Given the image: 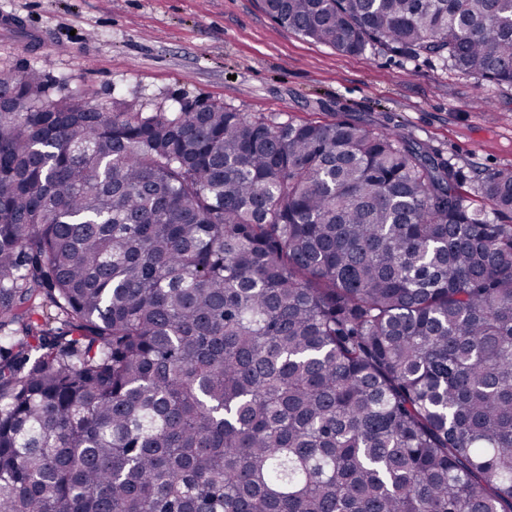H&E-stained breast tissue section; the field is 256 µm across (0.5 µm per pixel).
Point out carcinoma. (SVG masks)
<instances>
[{
  "label": "carcinoma",
  "mask_w": 512,
  "mask_h": 512,
  "mask_svg": "<svg viewBox=\"0 0 512 512\" xmlns=\"http://www.w3.org/2000/svg\"><path fill=\"white\" fill-rule=\"evenodd\" d=\"M512 86V0H261ZM0 512H512V170L0 68Z\"/></svg>",
  "instance_id": "1"
}]
</instances>
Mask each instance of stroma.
<instances>
[{
    "mask_svg": "<svg viewBox=\"0 0 512 512\" xmlns=\"http://www.w3.org/2000/svg\"><path fill=\"white\" fill-rule=\"evenodd\" d=\"M47 36L28 46L0 35V66L37 70L97 103L143 111L174 100L249 117L348 119L404 134L458 171L512 170V87L426 56L339 52L278 25L260 0H0Z\"/></svg>",
    "mask_w": 512,
    "mask_h": 512,
    "instance_id": "stroma-1",
    "label": "stroma"
}]
</instances>
